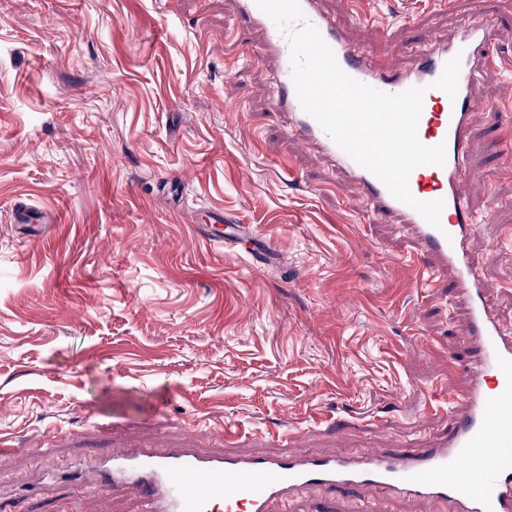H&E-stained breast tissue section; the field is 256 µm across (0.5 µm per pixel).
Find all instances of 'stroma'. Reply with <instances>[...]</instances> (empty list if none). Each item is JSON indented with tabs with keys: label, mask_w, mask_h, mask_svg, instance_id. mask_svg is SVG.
<instances>
[{
	"label": "stroma",
	"mask_w": 512,
	"mask_h": 512,
	"mask_svg": "<svg viewBox=\"0 0 512 512\" xmlns=\"http://www.w3.org/2000/svg\"><path fill=\"white\" fill-rule=\"evenodd\" d=\"M322 6L400 71L494 18L466 197L512 327V0ZM263 40L238 0H0V512H139L93 482L116 448L377 457L447 435L470 353L454 277L412 266L397 218L289 136ZM20 199L42 223H14ZM214 213L273 241L264 273L210 243ZM363 504L450 512L373 487L313 488L296 512Z\"/></svg>",
	"instance_id": "stroma-1"
}]
</instances>
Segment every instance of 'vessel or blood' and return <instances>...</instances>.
Here are the masks:
<instances>
[{
  "mask_svg": "<svg viewBox=\"0 0 512 512\" xmlns=\"http://www.w3.org/2000/svg\"><path fill=\"white\" fill-rule=\"evenodd\" d=\"M298 2L303 22L317 29L348 76L386 94L412 87L425 90L418 137L427 145L445 144L446 161L441 167L414 169L409 188L418 200L443 201L436 227L393 197L305 112L293 82L287 34L256 0H239L241 17L265 32L258 54L276 64L275 109L287 118L289 135L320 150L331 168L355 180L372 215L398 219L415 245L412 262H427L434 275L453 272L455 295L467 314L468 389L461 405H449L448 433L431 448L374 458L285 454L242 458L206 455L193 448H126L102 463L98 483L111 491L137 490L144 512H292L296 498L310 488L366 485L445 502L452 512H512V328L501 324L489 309L468 250L478 219L463 192L465 182L473 177L466 164L469 91L491 62L494 22L487 16L468 21L454 40L432 41L419 48V63L412 71H389L351 42L335 17L320 10L318 0ZM455 57L460 58L461 69L457 94L451 97L434 83Z\"/></svg>",
  "mask_w": 512,
  "mask_h": 512,
  "instance_id": "1",
  "label": "vessel or blood"
}]
</instances>
